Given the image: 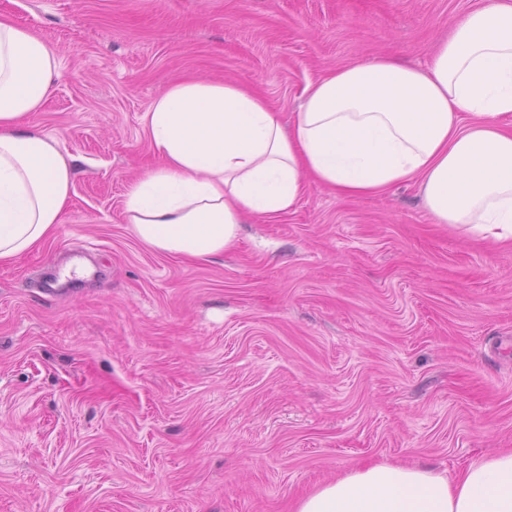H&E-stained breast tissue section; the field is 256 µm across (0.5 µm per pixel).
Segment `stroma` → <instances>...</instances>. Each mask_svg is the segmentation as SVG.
I'll use <instances>...</instances> for the list:
<instances>
[{"label":"stroma","mask_w":512,"mask_h":512,"mask_svg":"<svg viewBox=\"0 0 512 512\" xmlns=\"http://www.w3.org/2000/svg\"><path fill=\"white\" fill-rule=\"evenodd\" d=\"M480 4L0 0L62 63L27 122L74 160L62 224L0 265V512H295L359 464L453 477L512 448V248L436 223L417 181L307 183L195 260L124 214L172 82L243 83L287 124L337 67L428 66Z\"/></svg>","instance_id":"obj_1"}]
</instances>
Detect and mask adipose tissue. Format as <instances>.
Listing matches in <instances>:
<instances>
[{"instance_id":"ef3b65f1","label":"adipose tissue","mask_w":512,"mask_h":512,"mask_svg":"<svg viewBox=\"0 0 512 512\" xmlns=\"http://www.w3.org/2000/svg\"><path fill=\"white\" fill-rule=\"evenodd\" d=\"M60 76L46 42L0 18V264L41 247L69 200L71 162L25 123ZM146 130L160 163L129 185L125 212L161 252H224L244 217L289 211L307 178L342 198L417 178L438 223L512 243V0H484L455 21L427 68L382 57L310 83L291 127L240 83L188 77L153 100ZM296 512H512V449L453 478L355 468Z\"/></svg>"}]
</instances>
